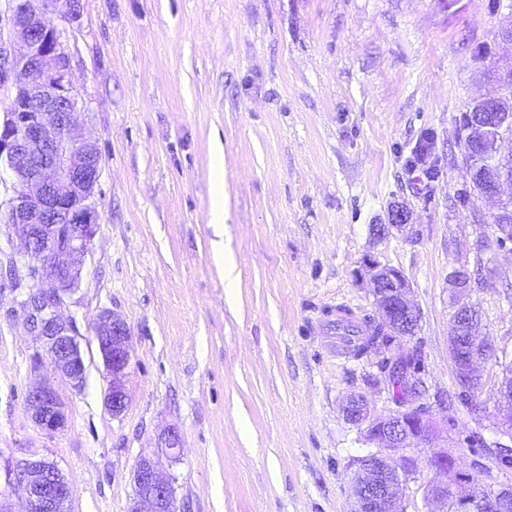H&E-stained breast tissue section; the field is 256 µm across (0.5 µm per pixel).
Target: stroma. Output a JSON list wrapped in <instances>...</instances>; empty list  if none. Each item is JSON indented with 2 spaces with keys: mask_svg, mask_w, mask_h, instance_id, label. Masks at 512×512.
I'll use <instances>...</instances> for the list:
<instances>
[{
  "mask_svg": "<svg viewBox=\"0 0 512 512\" xmlns=\"http://www.w3.org/2000/svg\"><path fill=\"white\" fill-rule=\"evenodd\" d=\"M512 0H81L67 30L85 100L75 133L95 139L101 220L64 316L80 333L85 381L50 365L26 323L14 230L0 219V504L20 459L53 462L70 480L68 512H130L133 474L158 435L183 447L163 465L176 512H349L351 461L367 451L341 411L363 393L395 409L370 352L331 346L330 306L376 317L367 259L401 271L421 314L408 349L424 366V403L455 423L460 472L512 482L492 440L503 361L512 362V251L454 200L467 178L461 112L492 93L480 47ZM434 140L440 172L417 191L405 163ZM223 168L224 222H209ZM407 231L374 239L392 208ZM224 250L234 262L226 287ZM482 263L466 297L498 356L485 365L476 420L456 399L448 353L452 266ZM14 266V265H13ZM131 329L128 406L108 411L110 375L93 335L103 311ZM45 378L67 403L49 433L25 408Z\"/></svg>",
  "mask_w": 512,
  "mask_h": 512,
  "instance_id": "35a3bbf8",
  "label": "stroma"
}]
</instances>
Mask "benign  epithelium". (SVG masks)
<instances>
[{
    "mask_svg": "<svg viewBox=\"0 0 512 512\" xmlns=\"http://www.w3.org/2000/svg\"><path fill=\"white\" fill-rule=\"evenodd\" d=\"M0 9V171L11 174L13 195L7 201L6 223L16 234L15 255L32 281L21 301L28 323L42 342L54 371L77 383L85 375L79 333L72 320L63 317L66 299L79 287L81 258L97 234L100 215L92 203L102 175L98 144L74 135L75 114L83 107L80 88L72 74L66 48L67 27L81 18L80 0H42L32 7L23 0H4ZM509 24L498 30L501 48L512 53V5ZM56 15L65 26L47 20ZM488 75L497 85L495 94L473 100L480 122L470 129L475 150L491 158L492 165L512 157L503 153L512 143V67L491 68ZM472 202L501 208L512 202V178L494 174L482 184L468 182ZM411 215L391 210L388 223L371 228L376 239L391 229L409 225ZM373 295L379 316L405 352L412 338L407 322L419 319L406 278L392 279L389 269L371 262ZM468 302L458 303L465 319V335L448 334V352L455 366L459 391L482 380L485 363L496 356L494 345L479 334V321L471 316ZM94 337L112 375L105 403L113 416L128 404L124 378L130 362L131 330L114 312L102 313L93 327ZM423 369L394 365V377L407 390L422 382ZM26 406L35 424L56 432L66 423V405L55 387L44 380L30 387ZM498 413L492 423L497 456L512 466V377L499 386ZM348 422L361 430L363 442L373 450L353 459L349 485L351 512H404L403 481L416 473L417 459L405 453L424 443L433 448L429 466L443 481L425 489L428 512H447L448 496L460 483L455 458L448 454L454 429L451 418L441 420L410 396L400 408L388 413L372 411L366 397L352 393L343 406ZM156 447L178 457L182 448L179 431L169 428L158 435ZM159 455L143 453L134 469L135 497L131 512H176L172 482L160 469ZM470 492L455 499L456 512H512V484L470 481ZM12 486L23 500V512H66L71 483L51 462L27 460L14 475Z\"/></svg>",
    "mask_w": 512,
    "mask_h": 512,
    "instance_id": "7a95c632",
    "label": "benign epithelium"
}]
</instances>
